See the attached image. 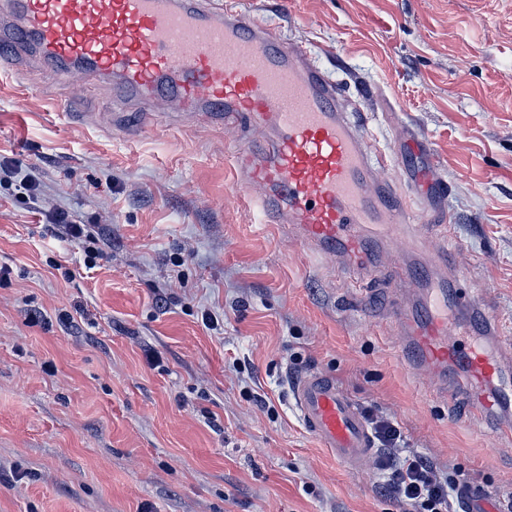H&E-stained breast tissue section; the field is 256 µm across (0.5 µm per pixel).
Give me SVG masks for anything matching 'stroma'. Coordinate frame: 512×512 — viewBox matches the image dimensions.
<instances>
[{
    "instance_id": "obj_1",
    "label": "stroma",
    "mask_w": 512,
    "mask_h": 512,
    "mask_svg": "<svg viewBox=\"0 0 512 512\" xmlns=\"http://www.w3.org/2000/svg\"><path fill=\"white\" fill-rule=\"evenodd\" d=\"M256 7L364 103L377 146L431 142L449 232L343 279L341 255L247 208L231 154L258 132L163 98L122 115L110 85L36 59L0 74V164L40 180L0 185V512H405L374 463L346 470L304 428L309 372L512 512V437L469 418L463 372L441 389L403 362L383 293L418 306L444 248L512 330V0ZM60 210L99 232L95 268Z\"/></svg>"
}]
</instances>
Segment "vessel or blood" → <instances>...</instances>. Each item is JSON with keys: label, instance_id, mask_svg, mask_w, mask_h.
Here are the masks:
<instances>
[{"label": "vessel or blood", "instance_id": "vessel-or-blood-1", "mask_svg": "<svg viewBox=\"0 0 512 512\" xmlns=\"http://www.w3.org/2000/svg\"><path fill=\"white\" fill-rule=\"evenodd\" d=\"M32 56L51 64L52 78L83 71L114 84L120 106L164 96L188 113L228 112L242 125L271 129L262 155L235 156L237 179L260 189L250 209L260 223L295 225L315 252L342 250L352 270L376 264L362 225H382L389 242L412 225L451 218L445 183L424 170L397 182L383 176L394 155L372 152L343 86L310 46L286 42L240 0H0V59ZM434 262L448 279L426 289L423 317L394 308L403 346L437 377L462 365L475 419L500 421L511 433L501 417L512 410V338L459 292L447 253ZM292 398L324 448L350 470L364 466L372 437L333 379L304 375Z\"/></svg>", "mask_w": 512, "mask_h": 512}]
</instances>
